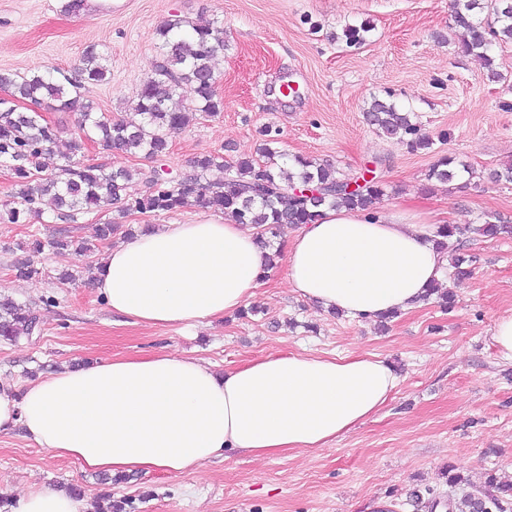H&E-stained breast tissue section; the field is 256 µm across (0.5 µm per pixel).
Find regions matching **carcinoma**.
I'll use <instances>...</instances> for the list:
<instances>
[{
	"label": "carcinoma",
	"mask_w": 512,
	"mask_h": 512,
	"mask_svg": "<svg viewBox=\"0 0 512 512\" xmlns=\"http://www.w3.org/2000/svg\"><path fill=\"white\" fill-rule=\"evenodd\" d=\"M452 21L461 51L481 60L490 76L499 77L491 49L496 43L512 42V0H454ZM368 32L366 25L348 26L343 36L347 44L361 45ZM158 35L163 59L140 85L131 106L132 116L128 118L114 119L97 112L85 99V85L105 81L108 73L102 57L93 50L85 54L82 66L72 74L63 70L35 71L23 76L0 72V88L17 99L36 103L49 99L63 110L78 113L82 130V136L69 141L68 152L63 154L65 163L49 171L42 159L55 152L57 128L38 112H22L10 103H0V163L9 165L16 186L13 201L4 204L1 220L23 224L28 216L48 211L72 220L79 213L107 206L122 214L162 212L191 202L202 210L227 214L239 224H250L275 237L290 224L314 223L325 206L369 211L384 195V183L374 168L364 170V185L351 192L333 167L313 159L297 157L296 170L285 171L278 164L285 154L278 150L277 138L269 130L265 131L267 139L260 148L264 158L261 163L250 157L230 162L223 153L210 152L195 157L190 170L165 177L158 161L168 153V132L224 110L212 68L214 57L224 52V29L215 21L175 19L162 25ZM365 118L378 133L399 141L411 151L432 145V140L420 133L411 113L393 102L373 98ZM88 141L107 150L138 156L148 165L133 172L125 167L73 160ZM453 163L451 158H441L428 177L440 182L452 180L457 175ZM213 169L224 170V181L208 179L207 174ZM137 179L145 190L135 188ZM299 183L320 187L321 196L291 195ZM469 232L495 237L511 234L512 226L490 220L476 228L442 224L437 231L436 247L445 250L449 237ZM72 246L83 254L94 253L95 245L66 238L46 243L38 239L21 242L17 249L39 255L46 248L60 252ZM427 296L435 299L444 311L454 302L453 293L440 291L438 282L431 286ZM39 330L40 317L33 305L0 297V343L29 339ZM466 484L467 479L448 467V512H512L511 482L500 481L491 473L478 489L460 490ZM96 512H135V507L130 498L106 495L97 502Z\"/></svg>",
	"instance_id": "cac0c4a2"
}]
</instances>
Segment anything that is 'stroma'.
<instances>
[{
	"label": "stroma",
	"instance_id": "35a3bbf8",
	"mask_svg": "<svg viewBox=\"0 0 512 512\" xmlns=\"http://www.w3.org/2000/svg\"><path fill=\"white\" fill-rule=\"evenodd\" d=\"M70 2L0 0V70L71 72L95 51L106 57L109 73L87 85L85 95L118 118L162 60L161 25L218 21L224 51L212 65L224 110L171 131L165 168L188 171L192 158L225 146L233 156L258 157L266 128L276 133L288 166L294 157H310L353 182L378 161L386 184L380 205L415 203L437 222L472 226L448 243L471 261L463 275L442 280L455 294L452 311L430 302L384 329L316 308L289 288L281 266L260 284L255 315L188 329L142 327L105 306L90 257L45 253L43 276L26 280L15 275L28 257L18 245L60 235L90 241L96 225L109 221L123 228L185 224L199 209L0 220V293L36 304L42 322L32 340L0 344V378L18 386L90 360L158 351L218 371L306 349L376 354L401 376L381 412L329 447L264 461L233 453L181 476L133 472L106 484L18 430L0 436V496L75 484L84 491L81 512H94L105 492L132 498L136 512H366L379 497L389 512H428L409 494L428 487L447 493V466L476 486L491 473L512 479V361L492 342L497 319L512 314V235L474 232L492 216L512 223V182L487 178L512 162V43L496 46L500 77L493 80L481 61L460 52L451 0H82L75 10ZM362 23L371 27L366 43L347 45L343 29ZM286 81L298 85V95L279 94ZM375 97L414 112L431 148L410 151L368 125L364 111ZM445 156L468 172L445 183L429 179ZM49 296L56 299L50 306Z\"/></svg>",
	"mask_w": 512,
	"mask_h": 512
}]
</instances>
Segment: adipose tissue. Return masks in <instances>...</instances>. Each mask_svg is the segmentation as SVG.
<instances>
[{
	"label": "adipose tissue",
	"instance_id": "adipose-tissue-1",
	"mask_svg": "<svg viewBox=\"0 0 512 512\" xmlns=\"http://www.w3.org/2000/svg\"><path fill=\"white\" fill-rule=\"evenodd\" d=\"M437 223L416 210L326 207L286 244L290 288L358 321L405 313L443 278ZM266 273L253 229L230 217L163 224L108 249L94 286L113 313L146 327L235 313ZM400 382L377 355L312 351L217 372L159 352L114 356L20 387L0 379V435L23 429L55 455L110 474L197 471L238 451L257 459L325 448L378 414ZM9 512H80L66 490L16 494Z\"/></svg>",
	"mask_w": 512,
	"mask_h": 512
}]
</instances>
